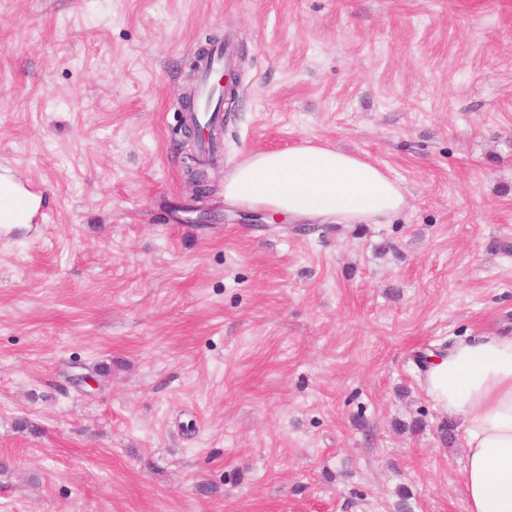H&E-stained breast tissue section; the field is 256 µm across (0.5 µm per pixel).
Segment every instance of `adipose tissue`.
Returning <instances> with one entry per match:
<instances>
[{"label": "adipose tissue", "instance_id": "ef3b65f1", "mask_svg": "<svg viewBox=\"0 0 512 512\" xmlns=\"http://www.w3.org/2000/svg\"><path fill=\"white\" fill-rule=\"evenodd\" d=\"M224 199L314 224L378 223L407 205L380 166L320 145L250 154L225 179ZM423 384L461 423L468 512H512V336L453 342L430 355Z\"/></svg>", "mask_w": 512, "mask_h": 512}]
</instances>
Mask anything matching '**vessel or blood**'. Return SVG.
<instances>
[{"instance_id": "vessel-or-blood-1", "label": "vessel or blood", "mask_w": 512, "mask_h": 512, "mask_svg": "<svg viewBox=\"0 0 512 512\" xmlns=\"http://www.w3.org/2000/svg\"><path fill=\"white\" fill-rule=\"evenodd\" d=\"M230 57V50H214L209 55L206 67L195 86L197 108L193 117L208 131L199 150L201 157L205 159L219 156L224 146V114L216 109L217 101L222 94V86L216 76L228 66ZM37 197L36 190L21 185L14 179L0 178V219L12 223L29 219L37 207Z\"/></svg>"}]
</instances>
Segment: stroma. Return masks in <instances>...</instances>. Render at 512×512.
<instances>
[{
  "instance_id": "1",
  "label": "stroma",
  "mask_w": 512,
  "mask_h": 512,
  "mask_svg": "<svg viewBox=\"0 0 512 512\" xmlns=\"http://www.w3.org/2000/svg\"><path fill=\"white\" fill-rule=\"evenodd\" d=\"M241 57L188 212L187 62ZM326 143L380 224H254L224 179ZM0 512H467L420 381L512 335V0H0ZM38 192L12 178H0V219L11 223L29 219L37 208Z\"/></svg>"
}]
</instances>
